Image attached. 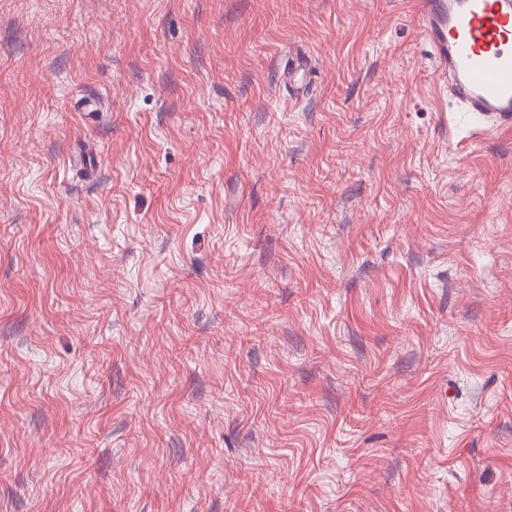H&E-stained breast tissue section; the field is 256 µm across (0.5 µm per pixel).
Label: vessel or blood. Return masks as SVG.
Returning <instances> with one entry per match:
<instances>
[{
  "label": "vessel or blood",
  "instance_id": "obj_1",
  "mask_svg": "<svg viewBox=\"0 0 512 512\" xmlns=\"http://www.w3.org/2000/svg\"><path fill=\"white\" fill-rule=\"evenodd\" d=\"M418 26L451 94L512 128V0H418Z\"/></svg>",
  "mask_w": 512,
  "mask_h": 512
}]
</instances>
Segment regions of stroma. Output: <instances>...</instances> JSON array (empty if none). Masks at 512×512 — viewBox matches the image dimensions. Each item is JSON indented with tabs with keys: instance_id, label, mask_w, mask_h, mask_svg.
Here are the masks:
<instances>
[{
	"instance_id": "obj_1",
	"label": "stroma",
	"mask_w": 512,
	"mask_h": 512,
	"mask_svg": "<svg viewBox=\"0 0 512 512\" xmlns=\"http://www.w3.org/2000/svg\"><path fill=\"white\" fill-rule=\"evenodd\" d=\"M416 0H0V512H512V131Z\"/></svg>"
}]
</instances>
